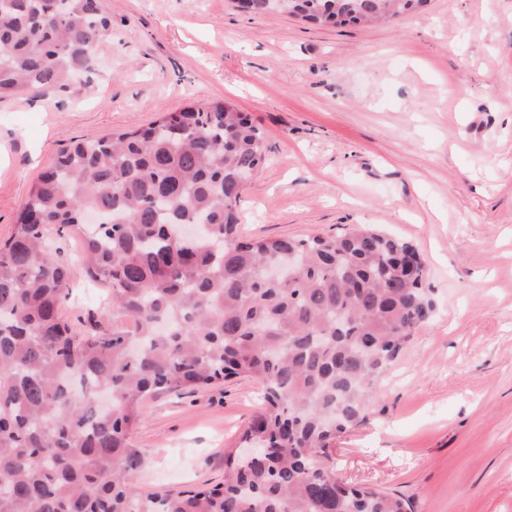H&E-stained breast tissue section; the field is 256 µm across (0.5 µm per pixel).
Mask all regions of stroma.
<instances>
[{
	"label": "stroma",
	"mask_w": 512,
	"mask_h": 512,
	"mask_svg": "<svg viewBox=\"0 0 512 512\" xmlns=\"http://www.w3.org/2000/svg\"><path fill=\"white\" fill-rule=\"evenodd\" d=\"M112 35L66 92L0 102V241L38 175L75 139L130 131L192 103H235L267 161L238 204L243 237L363 224L414 246L437 303L330 453L343 481L414 512H512V0H429L370 28L251 16L234 0H107ZM108 291L83 275L62 317ZM236 379L144 403L146 491L224 479L260 410Z\"/></svg>",
	"instance_id": "1"
}]
</instances>
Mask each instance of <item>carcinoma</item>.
<instances>
[{"instance_id":"carcinoma-1","label":"carcinoma","mask_w":512,"mask_h":512,"mask_svg":"<svg viewBox=\"0 0 512 512\" xmlns=\"http://www.w3.org/2000/svg\"><path fill=\"white\" fill-rule=\"evenodd\" d=\"M245 2L357 28L428 4ZM111 35L105 0H0V100L67 90ZM264 142L220 99L75 141L38 177L0 243V512H412L397 493L341 482L325 450L364 422L375 383L432 317L424 263L364 227L239 239L242 179ZM73 229L85 274L110 287L108 327L60 315L76 273L48 239ZM234 377L261 384L240 442L262 451L228 452L214 487L140 489L144 399Z\"/></svg>"}]
</instances>
